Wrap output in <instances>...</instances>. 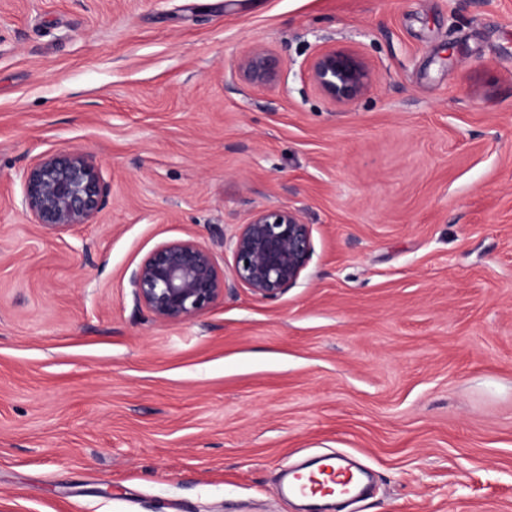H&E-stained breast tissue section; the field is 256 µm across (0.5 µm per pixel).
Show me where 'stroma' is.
I'll return each instance as SVG.
<instances>
[{
    "label": "stroma",
    "mask_w": 512,
    "mask_h": 512,
    "mask_svg": "<svg viewBox=\"0 0 512 512\" xmlns=\"http://www.w3.org/2000/svg\"><path fill=\"white\" fill-rule=\"evenodd\" d=\"M328 47L375 76L343 108ZM64 149L108 194L55 233L19 174ZM266 207L312 232L277 300L135 306ZM329 453L375 474L347 512H512V0H0V512H300ZM303 67L313 86L337 106L354 102L374 82L373 71L353 48L323 49ZM284 68L275 55L259 48L244 51L237 64L235 74L243 82L254 86H266L278 81Z\"/></svg>",
    "instance_id": "obj_1"
}]
</instances>
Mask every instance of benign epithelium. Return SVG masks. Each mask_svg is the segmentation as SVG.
I'll return each instance as SVG.
<instances>
[{
	"label": "benign epithelium",
	"instance_id": "obj_1",
	"mask_svg": "<svg viewBox=\"0 0 512 512\" xmlns=\"http://www.w3.org/2000/svg\"><path fill=\"white\" fill-rule=\"evenodd\" d=\"M284 68L275 55L250 48L235 74L254 86L278 81ZM313 86L337 106L348 105L373 85L374 74L353 48L330 47L304 64ZM19 205L34 223L55 232L91 224L102 210L107 187L98 165L80 151L48 153L23 170ZM194 238L164 243L152 250L129 277L136 306L162 322H187L246 288L262 301H274L297 284L313 253L312 233L293 209L268 207L253 212L231 241L232 261L219 265L214 247Z\"/></svg>",
	"mask_w": 512,
	"mask_h": 512
}]
</instances>
